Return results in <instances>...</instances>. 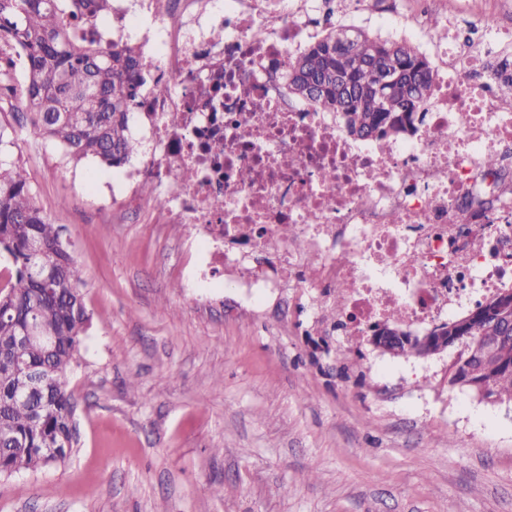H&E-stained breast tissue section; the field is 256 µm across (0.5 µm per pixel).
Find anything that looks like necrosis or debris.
Instances as JSON below:
<instances>
[{"mask_svg": "<svg viewBox=\"0 0 512 512\" xmlns=\"http://www.w3.org/2000/svg\"><path fill=\"white\" fill-rule=\"evenodd\" d=\"M105 3L169 87L143 99L149 150L123 172L121 194L151 181L158 223L197 228L195 274L222 268L253 300L291 275L313 289V312L333 308L355 351L391 313L426 333L512 288V97L489 73L512 60L502 49L512 30L441 13L437 0L425 13L365 0L355 22L416 42L436 82L412 129L352 139L281 81L310 39L342 21L337 0ZM436 24L445 41L430 37Z\"/></svg>", "mask_w": 512, "mask_h": 512, "instance_id": "necrosis-or-debris-1", "label": "necrosis or debris"}]
</instances>
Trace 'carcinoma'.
I'll return each instance as SVG.
<instances>
[{
	"label": "carcinoma",
	"instance_id": "carcinoma-1",
	"mask_svg": "<svg viewBox=\"0 0 512 512\" xmlns=\"http://www.w3.org/2000/svg\"><path fill=\"white\" fill-rule=\"evenodd\" d=\"M89 0H0V115L26 116L29 134L53 142L62 158L78 164L96 159L112 167L139 152L130 120L146 83L143 56L107 37L83 29ZM344 26L330 28L287 63L300 70L285 83L288 94L308 96L323 112H335L351 134L398 133L432 90L436 74L409 41L382 40L357 29L348 52L337 57L330 45ZM395 48L396 61L410 76L384 97L377 94L384 47ZM356 59L371 68L353 67ZM21 63L25 83L19 104L3 96L15 88L12 69ZM0 252L14 273L0 286V475L37 470L65 462L75 442V402L64 377L79 351L89 324L80 272L60 229L37 205L26 169L0 159ZM475 331L463 336H499L493 358L467 362L472 380L486 383V399L512 401V338L503 336L499 305L492 301ZM38 321L54 338L50 352L16 341L19 328ZM22 360L49 370L51 382L34 398L26 397L23 373L8 366ZM55 448L48 458L42 449Z\"/></svg>",
	"mask_w": 512,
	"mask_h": 512
}]
</instances>
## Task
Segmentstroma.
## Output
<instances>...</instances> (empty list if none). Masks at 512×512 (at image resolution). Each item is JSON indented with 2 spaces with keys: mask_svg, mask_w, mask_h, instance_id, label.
<instances>
[{
  "mask_svg": "<svg viewBox=\"0 0 512 512\" xmlns=\"http://www.w3.org/2000/svg\"><path fill=\"white\" fill-rule=\"evenodd\" d=\"M0 154L61 226L91 316L65 377L78 442L0 476V512H512V402L450 385L457 349L356 353L307 289L256 303L184 275L190 226L112 200L114 169L20 129Z\"/></svg>",
  "mask_w": 512,
  "mask_h": 512,
  "instance_id": "obj_1",
  "label": "stroma"
}]
</instances>
